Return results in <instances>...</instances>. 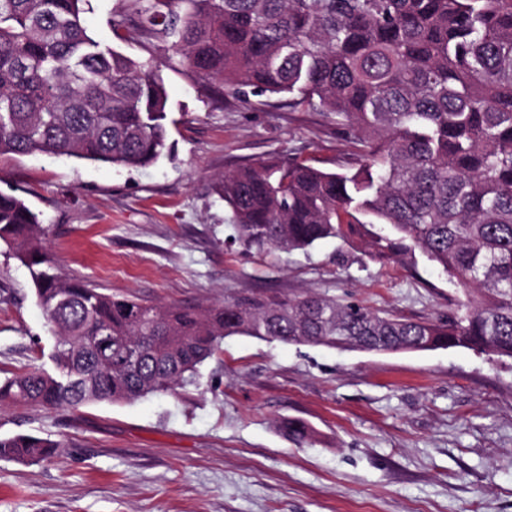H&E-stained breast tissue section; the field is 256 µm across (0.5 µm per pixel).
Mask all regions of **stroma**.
<instances>
[{"instance_id":"1","label":"stroma","mask_w":512,"mask_h":512,"mask_svg":"<svg viewBox=\"0 0 512 512\" xmlns=\"http://www.w3.org/2000/svg\"><path fill=\"white\" fill-rule=\"evenodd\" d=\"M129 0H91L101 44L155 59L172 156L146 169L1 155L66 275L155 303L214 305L317 293L409 320L457 293L428 262L371 259L360 241L289 253L234 242L224 173L272 157L338 170L355 151L336 118L286 95L243 101L199 79L169 45L124 42ZM53 337L30 272L0 243V377L50 368ZM282 417L315 430L298 447ZM63 441L51 460L0 457V512H512V361L463 348L388 354L226 338L175 395L78 411L0 408V435Z\"/></svg>"}]
</instances>
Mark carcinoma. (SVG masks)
I'll return each instance as SVG.
<instances>
[{"mask_svg":"<svg viewBox=\"0 0 512 512\" xmlns=\"http://www.w3.org/2000/svg\"><path fill=\"white\" fill-rule=\"evenodd\" d=\"M89 0H0V155L123 168L170 154L159 67L92 38ZM120 41L170 44L233 95L288 93L357 131L356 162L326 171L270 158L226 173L237 242L265 253L367 238L417 256L462 294L448 318L411 321L322 296H248L208 307L107 294L62 274L47 228L0 192V242L30 271L53 328V371L0 380V406L78 410L175 394L224 338L361 352L464 348L512 359V0H130ZM112 340V355L100 337ZM277 430L313 439L301 419ZM62 443L0 435V457L38 463Z\"/></svg>","mask_w":512,"mask_h":512,"instance_id":"carcinoma-1","label":"carcinoma"}]
</instances>
